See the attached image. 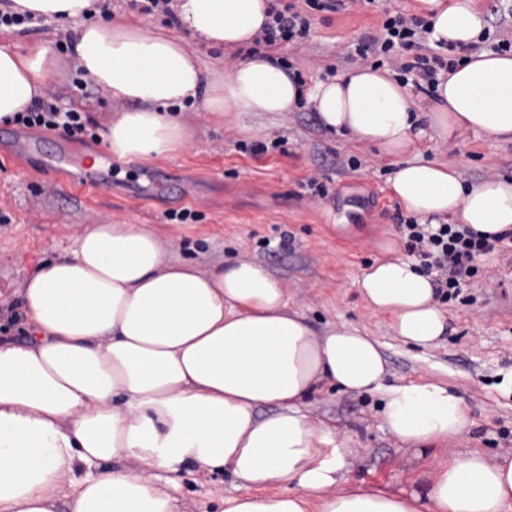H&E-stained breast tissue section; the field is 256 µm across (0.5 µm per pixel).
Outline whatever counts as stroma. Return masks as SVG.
Listing matches in <instances>:
<instances>
[{"label":"stroma","instance_id":"obj_1","mask_svg":"<svg viewBox=\"0 0 512 512\" xmlns=\"http://www.w3.org/2000/svg\"><path fill=\"white\" fill-rule=\"evenodd\" d=\"M393 9L416 13L417 0H392ZM383 0L337 13L310 12V30L274 50L304 82L356 66L350 52L367 31H377ZM55 21L29 30L22 42H51L57 67L51 90L62 109L85 113L95 128L109 123L118 107L82 82L63 46ZM192 144L153 163H131L109 176L107 187L88 195L71 188L67 171L43 172L59 133L41 131L28 156V173L16 169V138L24 128L0 124V307H16L17 291L48 259L70 252L89 224H147L174 257L206 267L245 257L262 263L288 285L289 305L316 329L347 322L382 346L389 378L445 382L464 399L472 426L455 441L416 455L383 425L377 395L324 387L309 403L310 415L352 439L351 477L365 486L400 496L419 491L422 473L435 470L452 450L487 455L512 450V397L492 384L512 369V249L480 262L457 296L442 301L448 334L435 347L416 348L397 335L390 317L373 315L353 286L374 261L381 242H396L400 257L411 255L404 226L410 217L392 196L391 158L375 147L325 130L307 109L288 114L251 112L232 123L185 109ZM285 140L273 147L274 138ZM267 144L257 155L253 146ZM430 160L448 163L471 183L512 179V142L466 132L457 145L419 143ZM318 178L326 197L312 195ZM189 210V219L175 212ZM246 487L201 474L184 475L177 494L182 512H217L219 495L240 496Z\"/></svg>","mask_w":512,"mask_h":512}]
</instances>
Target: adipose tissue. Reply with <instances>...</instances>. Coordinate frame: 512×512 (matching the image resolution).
Wrapping results in <instances>:
<instances>
[{
    "mask_svg": "<svg viewBox=\"0 0 512 512\" xmlns=\"http://www.w3.org/2000/svg\"><path fill=\"white\" fill-rule=\"evenodd\" d=\"M269 2L173 0L170 35L97 19L94 0L11 9L71 23L66 51L123 105L101 132L115 161L183 148L192 133L179 113L199 103L235 118L307 108L394 157L391 192L418 223L512 232V182L466 184L417 147L463 131L512 142V53L477 49L485 20L474 0H419L430 41L470 53L438 73L423 106L412 84L369 67L308 84L267 55L205 68L199 45L251 44ZM55 66L49 44L0 42V122L45 97ZM385 250L354 286L405 342L430 348L448 332L433 277ZM21 299L22 338L0 340V512H180L183 474L214 472L254 490L220 496L222 512H512V452L450 453L405 499L353 484L348 438L304 410L320 386L380 395L384 426L411 447L464 434L468 409L448 385L389 381L380 343L359 328L316 330L261 263L200 268L173 259L149 225L92 224ZM263 405L272 412L261 418Z\"/></svg>",
    "mask_w": 512,
    "mask_h": 512,
    "instance_id": "obj_1",
    "label": "adipose tissue"
}]
</instances>
